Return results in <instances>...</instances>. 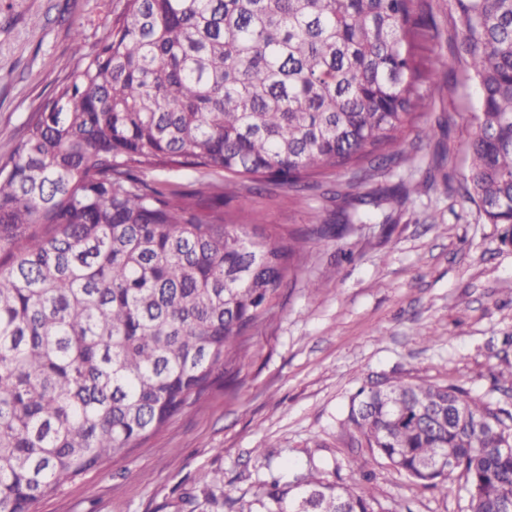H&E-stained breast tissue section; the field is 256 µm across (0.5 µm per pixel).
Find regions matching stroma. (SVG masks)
<instances>
[{
	"label": "stroma",
	"mask_w": 512,
	"mask_h": 512,
	"mask_svg": "<svg viewBox=\"0 0 512 512\" xmlns=\"http://www.w3.org/2000/svg\"><path fill=\"white\" fill-rule=\"evenodd\" d=\"M447 84L407 136L416 167L393 162L382 183H421L380 207L331 201L312 191L259 183L234 207L256 211L285 234L344 210L352 222L278 290L275 315L252 333L234 385L204 393L136 447L41 500L37 512H225L232 496L255 512L259 486L317 466L335 482L372 472L367 488L385 512H462L454 488L426 489L361 448L344 427L351 396L386 376L457 384L512 411V245L464 191L477 108L447 44L445 0H431ZM116 0H0V159L32 112L72 68L74 29L85 46L104 34ZM319 282L318 291L307 280Z\"/></svg>",
	"instance_id": "obj_1"
}]
</instances>
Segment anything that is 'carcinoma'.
I'll list each match as a JSON object with an SVG mask.
<instances>
[{
    "label": "carcinoma",
    "mask_w": 512,
    "mask_h": 512,
    "mask_svg": "<svg viewBox=\"0 0 512 512\" xmlns=\"http://www.w3.org/2000/svg\"><path fill=\"white\" fill-rule=\"evenodd\" d=\"M476 87L475 201L512 224V0H448ZM426 0H122L0 162V512L38 503L228 387L275 294L340 227L249 231L207 180L358 188L411 160L440 92ZM175 168L197 185L140 177ZM344 424L467 512L512 509V412L455 385L377 380ZM351 474L263 483V512H375Z\"/></svg>",
    "instance_id": "1"
}]
</instances>
